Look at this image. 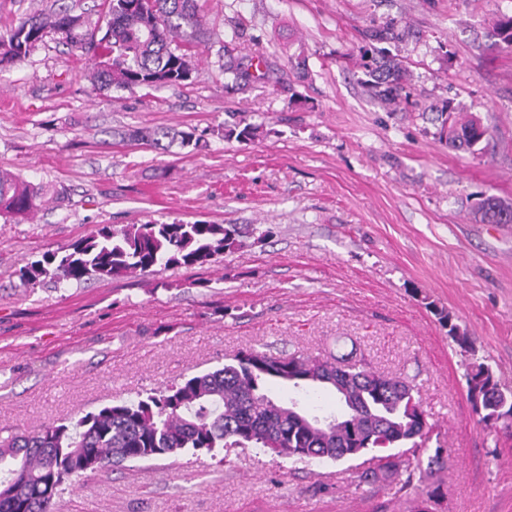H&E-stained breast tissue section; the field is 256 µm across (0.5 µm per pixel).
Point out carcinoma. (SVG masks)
<instances>
[{"label": "carcinoma", "mask_w": 512, "mask_h": 512, "mask_svg": "<svg viewBox=\"0 0 512 512\" xmlns=\"http://www.w3.org/2000/svg\"><path fill=\"white\" fill-rule=\"evenodd\" d=\"M109 17L99 41L109 56L107 67L96 64L97 90L133 91L160 85H178L192 74L191 49L201 34L196 0H102ZM81 16L59 11L48 17L33 14L7 34H0V64L20 62L51 28L72 46L84 44ZM181 46H172L178 38ZM495 37L512 48V17L495 23ZM367 83L386 104L402 98L408 70L396 57L379 50L370 54ZM255 57H229L222 72L234 80L250 77ZM259 127L243 119L224 122V138L253 140ZM487 129L472 115L444 119L439 140L461 151L478 146ZM131 137L155 148L194 141V132L143 128ZM43 187L0 171V213L26 215L38 208ZM476 214L484 224H512V203L494 197L482 199ZM234 224L172 223L104 224L74 243L62 255L47 254L15 271L20 286L32 288L47 279L77 284L115 276L149 275L155 268L203 267L224 252L240 246ZM439 319L461 349L474 352L467 334L445 311ZM270 382L291 390L330 391L339 409L315 414L298 400H282L267 393ZM468 393L477 386L482 397L480 421L512 420V389L503 386L491 369L477 360L466 373ZM432 426L415 385L404 374L373 369L365 358L343 364L301 352L288 355L249 349L235 363L190 377L144 398L120 401L80 417L75 424L48 423L0 443V512H54L65 486L123 462L175 456L185 450L250 445L266 448L294 463L312 460L339 462L362 459L359 478L382 477L400 492L417 473L445 463L443 449L422 459L428 451ZM410 446L414 461L389 452ZM371 457H366L367 453Z\"/></svg>", "instance_id": "carcinoma-1"}]
</instances>
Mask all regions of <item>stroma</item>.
<instances>
[{
    "instance_id": "35a3bbf8",
    "label": "stroma",
    "mask_w": 512,
    "mask_h": 512,
    "mask_svg": "<svg viewBox=\"0 0 512 512\" xmlns=\"http://www.w3.org/2000/svg\"><path fill=\"white\" fill-rule=\"evenodd\" d=\"M101 0H0V34L29 14L83 16ZM208 33L180 85L98 91L91 50L46 33L0 65V170L43 185L28 217H0V441L76 419L232 363L243 350L303 351L414 378L445 467L395 492L355 462L295 464L261 448L124 463L68 486L57 512H512V432L480 423L471 355L512 388V231L473 204L512 202V49L493 26L512 0H199ZM411 77L399 106L369 92L372 31ZM262 55L278 83L225 88L218 60ZM307 59L296 79L288 58ZM472 114L490 135L449 150L432 110ZM258 124L223 137L227 113ZM142 127L195 129L156 149ZM236 224L238 249L204 267L23 288L14 272L98 225ZM432 499H425V491Z\"/></svg>"
}]
</instances>
